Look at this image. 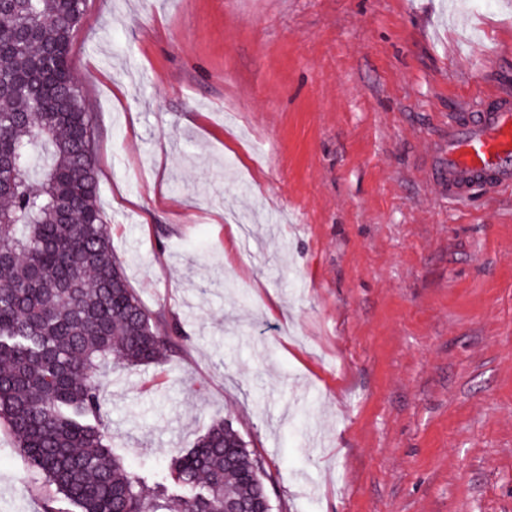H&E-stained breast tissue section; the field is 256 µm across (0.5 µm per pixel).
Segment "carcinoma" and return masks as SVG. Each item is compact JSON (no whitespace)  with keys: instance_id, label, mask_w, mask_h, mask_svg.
Here are the masks:
<instances>
[{"instance_id":"carcinoma-1","label":"carcinoma","mask_w":512,"mask_h":512,"mask_svg":"<svg viewBox=\"0 0 512 512\" xmlns=\"http://www.w3.org/2000/svg\"><path fill=\"white\" fill-rule=\"evenodd\" d=\"M84 0L0 8V426L78 512H222L271 500L225 421L168 460L150 495L112 448L103 376L162 360L171 338L129 288L97 203L92 114L69 60Z\"/></svg>"}]
</instances>
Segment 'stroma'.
Returning <instances> with one entry per match:
<instances>
[{"label": "stroma", "instance_id": "35a3bbf8", "mask_svg": "<svg viewBox=\"0 0 512 512\" xmlns=\"http://www.w3.org/2000/svg\"><path fill=\"white\" fill-rule=\"evenodd\" d=\"M70 61L129 287L112 369L153 471L215 422L273 512H512V193L449 201L448 121L512 96V0H85ZM47 496L0 429V512Z\"/></svg>", "mask_w": 512, "mask_h": 512}]
</instances>
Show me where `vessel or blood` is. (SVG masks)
Here are the masks:
<instances>
[{"label":"vessel or blood","instance_id":"obj_1","mask_svg":"<svg viewBox=\"0 0 512 512\" xmlns=\"http://www.w3.org/2000/svg\"><path fill=\"white\" fill-rule=\"evenodd\" d=\"M486 112H460L448 122V197L512 186V98L496 96Z\"/></svg>","mask_w":512,"mask_h":512}]
</instances>
